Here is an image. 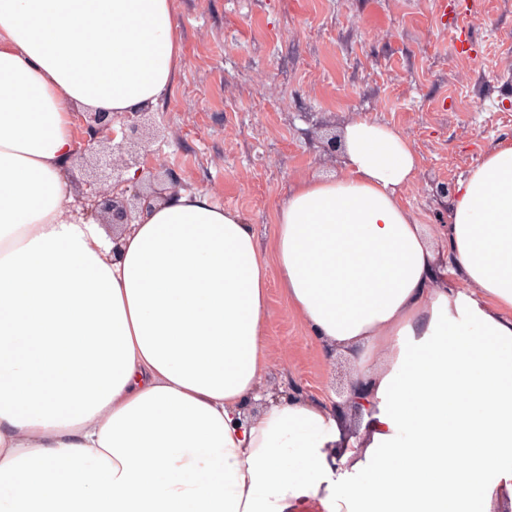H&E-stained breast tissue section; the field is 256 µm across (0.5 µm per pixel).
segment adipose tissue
I'll use <instances>...</instances> for the list:
<instances>
[{
    "instance_id": "obj_1",
    "label": "adipose tissue",
    "mask_w": 512,
    "mask_h": 512,
    "mask_svg": "<svg viewBox=\"0 0 512 512\" xmlns=\"http://www.w3.org/2000/svg\"><path fill=\"white\" fill-rule=\"evenodd\" d=\"M173 0H0V512H512V145L430 233L396 128H340V172L253 224L167 192L119 242L77 219L81 110L153 108ZM362 417L262 396L268 269Z\"/></svg>"
}]
</instances>
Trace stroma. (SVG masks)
I'll return each instance as SVG.
<instances>
[{
  "label": "stroma",
  "instance_id": "obj_1",
  "mask_svg": "<svg viewBox=\"0 0 512 512\" xmlns=\"http://www.w3.org/2000/svg\"><path fill=\"white\" fill-rule=\"evenodd\" d=\"M181 69L146 148L180 188L254 224L261 249L290 183L340 168L324 128L356 115L391 125L419 156L404 191L420 223L448 221L441 184L512 143V0H174ZM469 51L451 48L455 26ZM262 390L330 394L344 360L322 358L270 280Z\"/></svg>",
  "mask_w": 512,
  "mask_h": 512
}]
</instances>
